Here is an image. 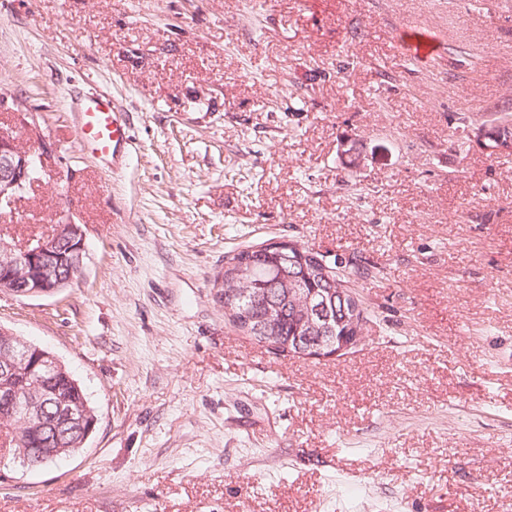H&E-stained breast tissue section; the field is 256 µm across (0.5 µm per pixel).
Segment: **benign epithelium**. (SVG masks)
<instances>
[{
    "instance_id": "7a95c632",
    "label": "benign epithelium",
    "mask_w": 512,
    "mask_h": 512,
    "mask_svg": "<svg viewBox=\"0 0 512 512\" xmlns=\"http://www.w3.org/2000/svg\"><path fill=\"white\" fill-rule=\"evenodd\" d=\"M36 153L17 146L13 133L0 130V210H14L17 194L31 181ZM85 232L68 215L40 239L23 243L0 239V291L18 297L51 296L73 283V272L83 268ZM360 334L344 336L314 347L297 345L308 359L339 357L361 345ZM64 379L77 382L66 373L62 362L52 353L24 341L0 327V419L19 420L26 433L17 437L15 458L30 469L40 468L49 458L30 448L34 435L66 439L65 447L82 445L95 430L97 417L88 408L76 410L54 391L53 384ZM36 379L45 390V399L36 402L26 394L27 384ZM53 412L47 413V405Z\"/></svg>"
}]
</instances>
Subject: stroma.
Masks as SVG:
<instances>
[{
    "mask_svg": "<svg viewBox=\"0 0 512 512\" xmlns=\"http://www.w3.org/2000/svg\"><path fill=\"white\" fill-rule=\"evenodd\" d=\"M0 86V129L50 148L0 235L67 211L86 236L80 278L0 292V326L97 415L46 467L0 448V512H507L512 154L460 144L512 103V0H0ZM101 92L114 158L77 137ZM268 239L371 270L356 351L225 321V257ZM437 37L418 27L402 28L396 36L397 47L408 56L430 63L439 54ZM123 112L107 94L90 98L80 108L77 133L80 141L102 156L112 154L129 138Z\"/></svg>",
    "mask_w": 512,
    "mask_h": 512,
    "instance_id": "1",
    "label": "stroma"
}]
</instances>
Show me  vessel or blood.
Returning a JSON list of instances; mask_svg holds the SVG:
<instances>
[{
  "label": "vessel or blood",
  "instance_id": "obj_1",
  "mask_svg": "<svg viewBox=\"0 0 512 512\" xmlns=\"http://www.w3.org/2000/svg\"><path fill=\"white\" fill-rule=\"evenodd\" d=\"M396 42L402 52L425 63L439 54L436 36L418 27L399 30ZM77 133L84 145L103 156L115 153L128 138L121 110L106 94L91 98L81 106Z\"/></svg>",
  "mask_w": 512,
  "mask_h": 512
}]
</instances>
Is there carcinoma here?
<instances>
[{"label": "carcinoma", "mask_w": 512, "mask_h": 512, "mask_svg": "<svg viewBox=\"0 0 512 512\" xmlns=\"http://www.w3.org/2000/svg\"><path fill=\"white\" fill-rule=\"evenodd\" d=\"M302 250L301 256L293 250L269 254L248 246L224 262L219 293L224 297V316L234 327L259 341L294 350L297 337L322 335L307 298L334 296L341 288L346 293L345 305H337L331 324L337 335L348 328L344 310L350 309L351 297L357 296L356 283L368 273L357 267L346 274L340 266L326 273L319 254L307 245Z\"/></svg>", "instance_id": "carcinoma-1"}]
</instances>
